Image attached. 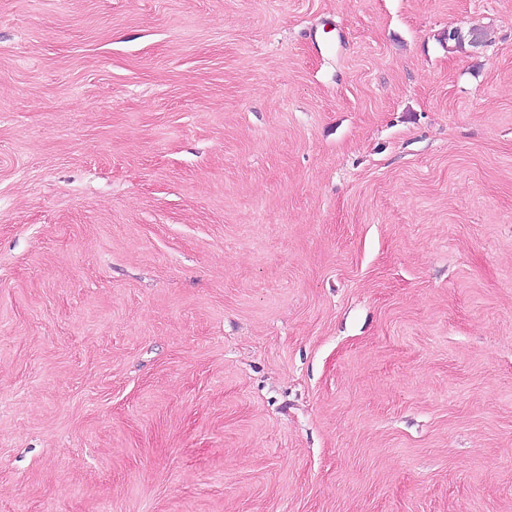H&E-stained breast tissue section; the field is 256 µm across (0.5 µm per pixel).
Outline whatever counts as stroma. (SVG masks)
Listing matches in <instances>:
<instances>
[{"label": "stroma", "mask_w": 512, "mask_h": 512, "mask_svg": "<svg viewBox=\"0 0 512 512\" xmlns=\"http://www.w3.org/2000/svg\"><path fill=\"white\" fill-rule=\"evenodd\" d=\"M0 512H512V0H0Z\"/></svg>", "instance_id": "stroma-1"}]
</instances>
